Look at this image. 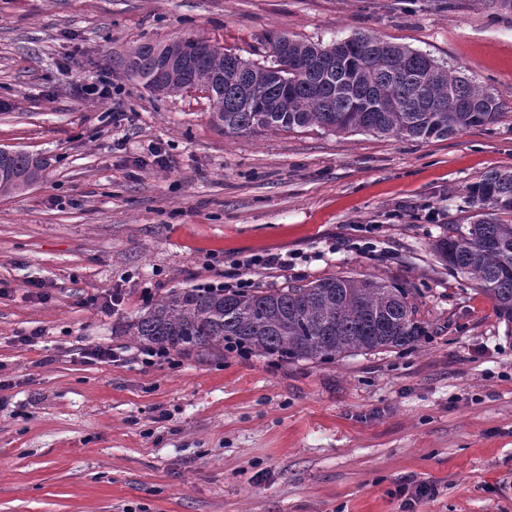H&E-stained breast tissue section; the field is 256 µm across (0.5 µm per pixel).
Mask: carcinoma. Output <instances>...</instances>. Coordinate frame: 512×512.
<instances>
[{
    "label": "carcinoma",
    "instance_id": "1",
    "mask_svg": "<svg viewBox=\"0 0 512 512\" xmlns=\"http://www.w3.org/2000/svg\"><path fill=\"white\" fill-rule=\"evenodd\" d=\"M261 65L194 38L145 42L129 55L132 77L156 95L209 92L213 120L226 135L310 127L372 132L417 141L498 123L504 105L486 87L428 54L358 33L327 45L282 34ZM166 54L191 59L172 82H147ZM224 75L218 80V75ZM47 161L0 148V195L45 177ZM476 209L467 232L438 239L434 252L468 276L512 323V172L490 171L469 187ZM408 288L354 276L246 291L191 288L172 293L132 325L144 345L181 354L245 351L277 363H333L355 352L391 351L427 336Z\"/></svg>",
    "mask_w": 512,
    "mask_h": 512
}]
</instances>
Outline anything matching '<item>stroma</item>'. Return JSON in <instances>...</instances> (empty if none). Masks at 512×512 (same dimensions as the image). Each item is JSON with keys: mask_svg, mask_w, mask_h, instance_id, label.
<instances>
[{"mask_svg": "<svg viewBox=\"0 0 512 512\" xmlns=\"http://www.w3.org/2000/svg\"><path fill=\"white\" fill-rule=\"evenodd\" d=\"M284 33L408 46L491 89L506 113L428 141L227 136L206 93L152 95L126 66L141 43L187 36L267 64ZM105 74L117 95L84 98ZM1 146L48 169L0 197V512H512V323L432 250L466 230L468 186L512 170L511 10L0 0ZM154 147L171 168L152 164ZM271 254L293 262L257 265ZM335 276L414 289L429 339L326 366L207 353L147 365L130 335L181 288ZM116 291L121 305L103 307ZM96 344L120 361L85 360ZM408 479L436 483L437 498L406 508L393 492Z\"/></svg>", "mask_w": 512, "mask_h": 512, "instance_id": "35a3bbf8", "label": "stroma"}]
</instances>
